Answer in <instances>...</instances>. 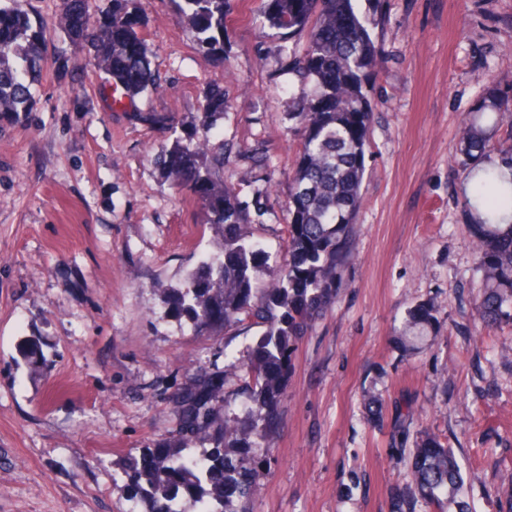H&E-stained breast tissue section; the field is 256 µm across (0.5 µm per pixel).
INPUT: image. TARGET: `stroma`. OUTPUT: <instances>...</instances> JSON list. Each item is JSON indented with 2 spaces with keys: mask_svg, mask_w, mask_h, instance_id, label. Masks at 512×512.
Instances as JSON below:
<instances>
[{
  "mask_svg": "<svg viewBox=\"0 0 512 512\" xmlns=\"http://www.w3.org/2000/svg\"><path fill=\"white\" fill-rule=\"evenodd\" d=\"M381 52L355 255L329 311L298 344L283 421L263 443L254 512H391L421 432L446 440L470 512H512V325L480 330V276L463 205L464 117L489 74L512 84V0H357ZM259 0H237L224 53L204 55L170 0H139L160 90L143 108L201 117L228 104L225 179L260 206L255 279L284 262L289 174L302 138L296 78L271 53ZM51 33L36 104L0 131V512H128L120 467L166 437V388L245 349L259 328L193 336L162 291L218 253L153 166L173 127L115 110L101 74L57 28L62 0H29ZM435 323L412 324L417 305ZM38 338L48 368L21 361ZM404 415L403 428L394 418Z\"/></svg>",
  "mask_w": 512,
  "mask_h": 512,
  "instance_id": "1",
  "label": "stroma"
}]
</instances>
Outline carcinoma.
Segmentation results:
<instances>
[{"instance_id":"carcinoma-1","label":"carcinoma","mask_w":512,"mask_h":512,"mask_svg":"<svg viewBox=\"0 0 512 512\" xmlns=\"http://www.w3.org/2000/svg\"><path fill=\"white\" fill-rule=\"evenodd\" d=\"M22 0H0V121L15 124L35 105L31 91L45 61L46 27L32 22ZM136 0H112L88 25L89 0H64L58 27L88 49L103 74L133 107V117L152 126L170 124L161 112H145L136 98L161 87L151 68L141 34ZM198 35L199 49L218 55L224 49V22L233 0H172ZM260 11L277 31L272 51L288 58V69L302 83L290 119L303 128L291 173L287 203V259L266 288L254 287L263 253L260 241L245 233L255 223L236 187L224 180V140L213 130L224 118V88L204 93L209 121L189 122V130L152 156L176 194L200 207L204 224L222 239L221 251L199 261L183 283L164 294L168 314L186 320L201 337L216 336L244 324L262 328L238 356L224 354V367L212 363L191 373L164 400L174 418L171 436L130 455L122 465L133 512H252L260 472L270 460L260 443L282 422L297 342L335 301L342 272L354 254L356 217L361 206L365 154L372 120L374 66L380 44L353 0H260ZM479 111L494 125H512V85L491 78ZM511 143L494 142L485 126L467 120L461 131V166L475 183L464 207L475 215L470 225L482 291L477 299L483 329L512 323V223H501L500 207L512 205V176L481 165L499 155L512 173ZM29 365H48L38 343L21 350ZM234 370L237 391H225L224 372ZM237 411L229 413L236 398ZM412 485L392 498V512H466L456 500L462 476L454 452L435 434L420 439L410 457Z\"/></svg>"}]
</instances>
